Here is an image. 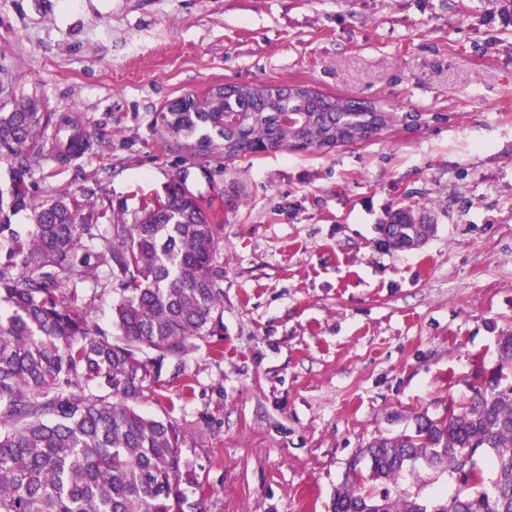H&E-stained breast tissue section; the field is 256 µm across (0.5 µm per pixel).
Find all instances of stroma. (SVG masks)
<instances>
[{
	"label": "stroma",
	"mask_w": 512,
	"mask_h": 512,
	"mask_svg": "<svg viewBox=\"0 0 512 512\" xmlns=\"http://www.w3.org/2000/svg\"><path fill=\"white\" fill-rule=\"evenodd\" d=\"M9 106L92 144L26 177L133 220L178 173L223 223L224 328L189 388L141 410L186 433L205 512H328L374 438L462 401L512 333V0H0ZM304 85L392 113L373 137L222 161L166 142L163 107L216 84ZM411 206L415 249L380 230ZM418 468L397 491L457 492Z\"/></svg>",
	"instance_id": "stroma-1"
}]
</instances>
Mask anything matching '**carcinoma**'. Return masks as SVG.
I'll return each mask as SVG.
<instances>
[{"label":"carcinoma","mask_w":512,"mask_h":512,"mask_svg":"<svg viewBox=\"0 0 512 512\" xmlns=\"http://www.w3.org/2000/svg\"><path fill=\"white\" fill-rule=\"evenodd\" d=\"M176 118L158 114L161 133L196 141L224 160L267 151L318 150L370 138L390 119L353 97L328 99L301 86L214 85ZM288 110L305 123L280 122ZM239 113L224 127V112ZM50 116L27 103L0 111V158L68 161L90 148L78 124L60 120L50 144L36 135ZM174 175L128 224L101 231L104 217L72 193L34 208V223H12L27 205L23 173L9 198L0 190V512H202L180 487L184 434L175 421L144 414L145 393L183 375L192 340L223 326L224 265L219 213ZM398 210L395 236L415 231ZM92 287L85 288L83 284ZM113 297L112 324L88 320L98 297ZM498 366L471 395L439 417H417L411 433L381 436L350 466L330 512H512V334L498 342ZM175 362L172 377L162 378ZM491 462L485 486L477 459ZM367 461L368 472L359 467ZM423 465L455 474L449 500L391 495Z\"/></svg>","instance_id":"cac0c4a2"}]
</instances>
